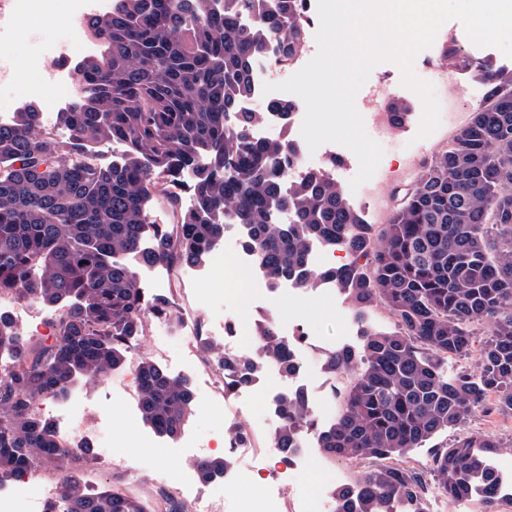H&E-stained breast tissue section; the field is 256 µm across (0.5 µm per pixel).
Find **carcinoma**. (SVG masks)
Here are the masks:
<instances>
[{"mask_svg":"<svg viewBox=\"0 0 512 512\" xmlns=\"http://www.w3.org/2000/svg\"><path fill=\"white\" fill-rule=\"evenodd\" d=\"M307 2L114 0L93 27L98 49L79 64L72 106L57 113L68 136L41 130L32 105L0 126V293L54 313V340L33 348L0 309V482L67 460L64 512H150L119 490L90 488L82 469L90 446L63 447L33 406L65 396L77 376L95 381L134 360L143 421L178 438L194 387L134 353L148 319L176 320L167 296L141 288L139 269L202 265L236 226L271 290L334 284L360 336L358 346L322 356L324 371L342 379L335 419L321 422L296 388L278 393L269 447L288 457L310 436L327 459L370 464L335 489L334 512H425L431 489L450 502L479 492L483 512H500L491 457L502 445L488 433L469 430L435 449L423 471L411 461L478 411L512 413V65L462 57L455 39L443 48L448 64L481 81L484 96L416 179L393 191L389 222L369 224L331 172L288 176L293 140L255 136L271 114L288 123L293 103L243 110L258 57L284 65L301 53ZM388 108L395 127L410 112L400 101ZM114 147L120 160L100 165L99 152ZM181 190L191 194L186 209ZM156 196L173 223L153 222ZM319 243L349 262L311 266ZM377 306L393 328L367 319ZM478 329L488 340L474 367L448 375V358L468 356ZM254 333L255 352L239 358L201 335L197 345L242 388L268 367L295 375L277 322L268 316ZM226 468L223 458L193 463L202 482Z\"/></svg>","mask_w":512,"mask_h":512,"instance_id":"cac0c4a2","label":"carcinoma"}]
</instances>
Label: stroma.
Returning <instances> with one entry per match:
<instances>
[{
  "instance_id": "stroma-1",
  "label": "stroma",
  "mask_w": 512,
  "mask_h": 512,
  "mask_svg": "<svg viewBox=\"0 0 512 512\" xmlns=\"http://www.w3.org/2000/svg\"><path fill=\"white\" fill-rule=\"evenodd\" d=\"M13 53L25 58L32 53L61 44L76 49L77 42L68 27L43 19L27 22L22 31H11L6 35ZM442 59L437 47L421 51L414 62L416 74L434 86H445L449 97L454 98L458 111L448 123L425 139H417L420 120L423 113L421 99L412 90L401 83V72L392 63L377 65L371 72L363 91L356 96L359 112H366V93L372 92L385 100H407L412 102L414 111L402 128L392 129L388 139L382 140L383 157L380 168L392 171L389 181L375 187L360 186L351 189L350 181L359 170L356 155L347 147L335 143L321 145L311 156L313 167H325L329 158L342 155L344 162L334 171L337 182L347 189L350 203L361 210L366 220L372 224L387 223L393 208L391 191L412 183L422 164L431 159L448 139L470 118L473 109L483 97L484 86L475 77L450 67L445 75L434 73V66ZM343 295L330 296L321 292L308 295L305 305L297 307L287 298L274 299L267 312L281 319L290 315L297 316L299 324L309 328L314 335L322 337L332 347H355L359 344L357 334L349 333L335 310L337 303L343 302ZM140 352L159 362L168 371L176 375L191 376L195 388L207 385L204 372L192 370L182 342L170 337L163 342L151 339L141 340ZM269 382H261L252 391H243L230 395L224 405L223 419H216L202 409H195L189 419V425L177 439L157 436L144 423L127 424L119 411V401H111L114 411L112 430V450L95 448L92 457L85 465V475L92 486L98 488H117L126 493L141 497L149 507H158L161 495L158 490L155 471L167 465H174L184 475H191L196 451L190 446L191 440L205 439L217 423L225 426L245 424L251 421L262 406V397L270 391ZM471 428L485 431L498 437L503 446L495 458V465L503 476L512 481V415L499 412L477 413L470 422ZM362 466L357 461H332L321 456L318 449H311L308 465L296 478L294 489L304 493L315 489L321 483L330 481L335 485L353 483Z\"/></svg>"
}]
</instances>
